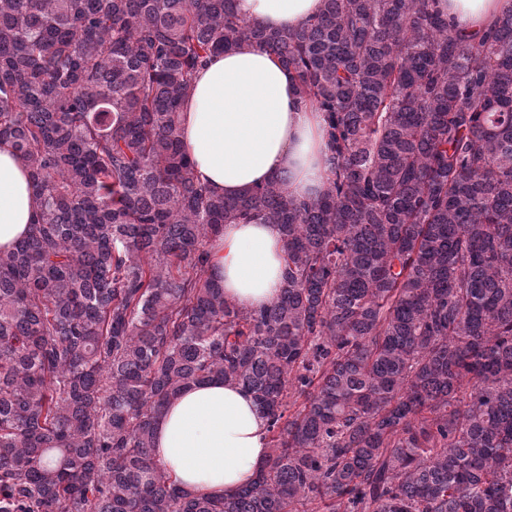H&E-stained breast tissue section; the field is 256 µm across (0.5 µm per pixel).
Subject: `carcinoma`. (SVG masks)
Returning a JSON list of instances; mask_svg holds the SVG:
<instances>
[{"mask_svg":"<svg viewBox=\"0 0 512 512\" xmlns=\"http://www.w3.org/2000/svg\"><path fill=\"white\" fill-rule=\"evenodd\" d=\"M235 0H0V142L40 209L0 252V512H512V12L323 0L295 30ZM255 47L325 121L302 200L200 184L193 73ZM277 224V302L210 273L226 224ZM223 380L265 411L257 478L190 496L156 419ZM448 21L458 31L473 34L481 31L493 18L512 11L511 0H440Z\"/></svg>","mask_w":512,"mask_h":512,"instance_id":"cac0c4a2","label":"carcinoma"}]
</instances>
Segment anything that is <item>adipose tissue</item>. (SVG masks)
<instances>
[{
    "label": "adipose tissue",
    "instance_id": "obj_1",
    "mask_svg": "<svg viewBox=\"0 0 512 512\" xmlns=\"http://www.w3.org/2000/svg\"><path fill=\"white\" fill-rule=\"evenodd\" d=\"M458 31H481L512 11V0H440ZM322 0H236L241 17L292 30L314 17ZM181 139L198 181L234 197L277 176L289 192L315 198L328 171L325 122L301 98L291 74L269 53L247 48L212 56L194 76L181 112ZM30 173L0 142V251L26 237L38 212ZM225 298L244 310L273 304L285 264L276 224H228L208 243ZM156 460L194 496L221 497L251 483L268 455L267 419L246 388L221 381L187 388L163 412Z\"/></svg>",
    "mask_w": 512,
    "mask_h": 512
}]
</instances>
